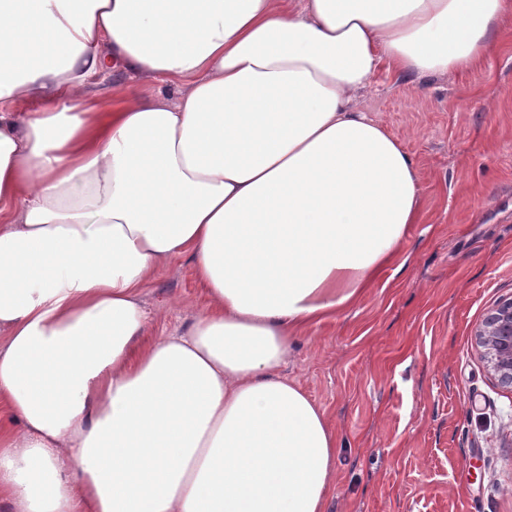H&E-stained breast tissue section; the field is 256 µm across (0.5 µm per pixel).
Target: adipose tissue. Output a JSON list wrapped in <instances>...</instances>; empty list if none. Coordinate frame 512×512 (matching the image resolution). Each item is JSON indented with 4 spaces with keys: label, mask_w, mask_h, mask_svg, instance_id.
Returning a JSON list of instances; mask_svg holds the SVG:
<instances>
[{
    "label": "adipose tissue",
    "mask_w": 512,
    "mask_h": 512,
    "mask_svg": "<svg viewBox=\"0 0 512 512\" xmlns=\"http://www.w3.org/2000/svg\"><path fill=\"white\" fill-rule=\"evenodd\" d=\"M512 0H0V512H327L338 441L281 369L399 260L380 66L455 79ZM121 72L172 93L97 98ZM190 255L209 302L148 336ZM149 313V336H168L184 329L208 303L189 255L170 259L141 291Z\"/></svg>",
    "instance_id": "ef3b65f1"
}]
</instances>
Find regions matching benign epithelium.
<instances>
[{
    "mask_svg": "<svg viewBox=\"0 0 512 512\" xmlns=\"http://www.w3.org/2000/svg\"><path fill=\"white\" fill-rule=\"evenodd\" d=\"M474 336L489 369L502 384L512 388V300L490 311Z\"/></svg>",
    "mask_w": 512,
    "mask_h": 512,
    "instance_id": "1",
    "label": "benign epithelium"
}]
</instances>
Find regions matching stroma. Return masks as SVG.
Segmentation results:
<instances>
[{
	"label": "stroma",
	"mask_w": 512,
	"mask_h": 512,
	"mask_svg": "<svg viewBox=\"0 0 512 512\" xmlns=\"http://www.w3.org/2000/svg\"><path fill=\"white\" fill-rule=\"evenodd\" d=\"M456 80L380 66L365 111L403 142L420 210L350 308L301 329L284 368L336 430L328 512H512V390L474 330L512 299V26ZM150 336L208 303L190 256L141 291Z\"/></svg>",
	"instance_id": "1"
}]
</instances>
